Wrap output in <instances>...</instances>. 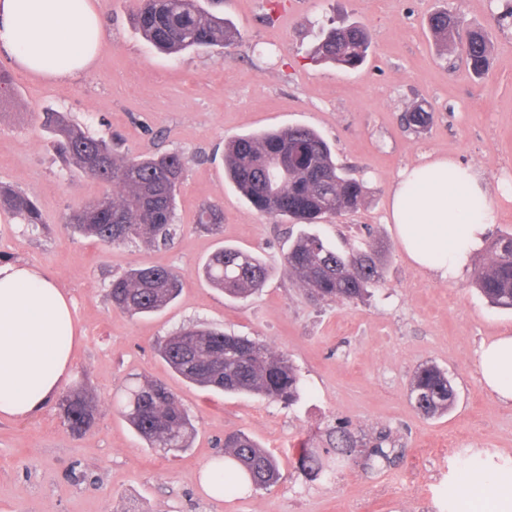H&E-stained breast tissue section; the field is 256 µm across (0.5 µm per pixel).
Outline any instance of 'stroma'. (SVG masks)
Wrapping results in <instances>:
<instances>
[{
    "label": "stroma",
    "instance_id": "obj_1",
    "mask_svg": "<svg viewBox=\"0 0 512 512\" xmlns=\"http://www.w3.org/2000/svg\"><path fill=\"white\" fill-rule=\"evenodd\" d=\"M106 39L95 68L66 82L21 73L0 57V184L32 197L42 223L0 212V263L48 272L72 301L77 327L73 378L94 425L80 437L58 400L21 421H0V512H462V463L490 479L512 477V405L483 385V344L512 333V311L491 307L471 285L470 265L448 281L414 268L387 224L390 188L405 167L430 153L478 167L496 212L489 235L512 233V20L496 22L500 0H224L239 32L225 51L158 53L133 22L135 0H97ZM439 9L484 29L491 64L475 76L459 51L440 47L426 24ZM359 24L370 34L355 70L313 60L322 26ZM425 104L421 131L402 116ZM42 112H65L92 135H119L125 155L180 152L188 164L177 197L173 243L104 247L70 236L64 216L107 187L55 159ZM304 125L319 131L338 164L366 186L359 209L325 217L315 230L344 249L384 241L385 279L373 297L311 301L283 256L299 224L259 213L224 176V144L249 132ZM224 212L217 229L196 222L200 205ZM258 253L270 269L261 291L232 300L200 277L220 247ZM141 265L178 271L184 287L163 312L132 318L109 297L113 278ZM210 323L284 353L303 391L293 406L203 390L168 370L159 341ZM433 363L452 378L457 400L428 418L409 400V380ZM160 379L197 429L189 448H151L120 413L127 387ZM345 420L361 442L390 434L398 456L370 469L362 456L334 477L314 480L299 458ZM241 431L272 452L280 480L221 499L204 494L203 465L223 454L224 436Z\"/></svg>",
    "mask_w": 512,
    "mask_h": 512
}]
</instances>
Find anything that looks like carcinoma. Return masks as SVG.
I'll return each mask as SVG.
<instances>
[{
  "instance_id": "obj_1",
  "label": "carcinoma",
  "mask_w": 512,
  "mask_h": 512,
  "mask_svg": "<svg viewBox=\"0 0 512 512\" xmlns=\"http://www.w3.org/2000/svg\"><path fill=\"white\" fill-rule=\"evenodd\" d=\"M219 0H139L135 25L143 38L162 53L217 49L234 44L239 33L215 12ZM429 30L442 44H457L467 68L476 76L489 71L487 34L464 23L447 9L431 14ZM369 50V35L360 25L332 27L322 32L317 47L320 58L346 69L362 65ZM41 127L53 138V147L65 163L98 181L121 190L86 203L66 217L71 233L103 245L153 243L166 245L177 235V194L188 159L172 152L128 158L111 144L89 136L61 112L38 116ZM430 112L422 104L403 115L411 130L425 127ZM302 157L286 179L273 174L272 165L285 152ZM227 177L238 192L260 213L297 224H317L328 215L359 208L365 199L363 181L336 164L328 143L315 130L292 126L241 135L225 147ZM0 210L25 224L41 223L39 210L24 192L0 188ZM223 222L215 205L199 207L196 223L213 228ZM489 261L475 267L472 284L500 309H512V234L486 244ZM386 249L338 250L315 233L297 237L284 257V265L318 302H354L371 296L385 272ZM205 280L233 299H246L263 288L270 276L255 254L226 246L215 252L202 268ZM182 288L181 275L159 266H140L110 285L112 306L130 316L150 315L165 309ZM159 352L174 373L202 388L292 403L301 391V379L287 356L264 343L226 334L209 327H188L165 337ZM414 408L426 417L447 413L456 390L448 373L434 364L418 367L411 379ZM70 431L88 432L94 414L87 396L74 390L61 400ZM122 414L151 448L179 451L190 446L195 432L187 410L161 381H146L127 388ZM396 451L389 434H379L364 448L366 460L376 466ZM356 452V441L344 426L328 433V447L307 448L300 465L314 479L334 473L336 464ZM224 493L241 490L235 470L250 485L267 488L280 478L277 459L241 433L224 437Z\"/></svg>"
}]
</instances>
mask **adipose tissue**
Here are the masks:
<instances>
[{"label":"adipose tissue","instance_id":"obj_1","mask_svg":"<svg viewBox=\"0 0 512 512\" xmlns=\"http://www.w3.org/2000/svg\"><path fill=\"white\" fill-rule=\"evenodd\" d=\"M105 37L92 0H0V53L26 75L74 80L95 65ZM388 221L409 262L455 279L495 222L481 172L434 154L404 169ZM76 326L69 299L48 274L0 263V419L40 413L72 377ZM484 386L512 403V336L482 346Z\"/></svg>","mask_w":512,"mask_h":512}]
</instances>
